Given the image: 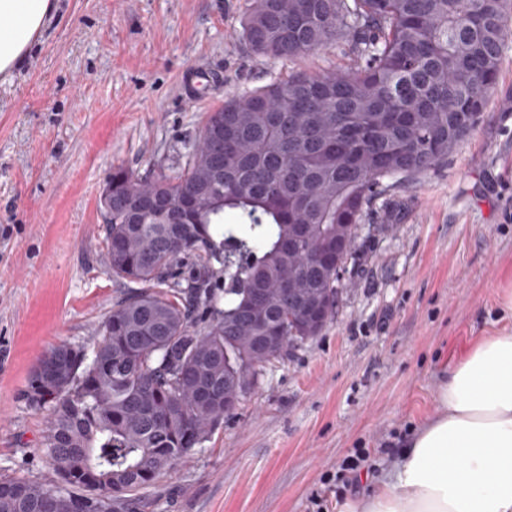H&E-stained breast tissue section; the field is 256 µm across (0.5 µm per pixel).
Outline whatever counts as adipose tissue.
<instances>
[{"mask_svg": "<svg viewBox=\"0 0 512 512\" xmlns=\"http://www.w3.org/2000/svg\"><path fill=\"white\" fill-rule=\"evenodd\" d=\"M54 0H0V74L24 61ZM339 512H512V334L465 349L437 389V413L401 460Z\"/></svg>", "mask_w": 512, "mask_h": 512, "instance_id": "ef3b65f1", "label": "adipose tissue"}]
</instances>
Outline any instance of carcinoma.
<instances>
[{
    "instance_id": "1",
    "label": "carcinoma",
    "mask_w": 512,
    "mask_h": 512,
    "mask_svg": "<svg viewBox=\"0 0 512 512\" xmlns=\"http://www.w3.org/2000/svg\"><path fill=\"white\" fill-rule=\"evenodd\" d=\"M511 34L512 0H252L255 53L346 37L360 64L224 101L173 175L113 168L104 256L128 291L92 348L37 358L58 482L0 478V512H139L267 366L321 334L362 212L474 130Z\"/></svg>"
}]
</instances>
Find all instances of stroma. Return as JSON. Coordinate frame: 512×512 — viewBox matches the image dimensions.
Listing matches in <instances>:
<instances>
[{
  "label": "stroma",
  "mask_w": 512,
  "mask_h": 512,
  "mask_svg": "<svg viewBox=\"0 0 512 512\" xmlns=\"http://www.w3.org/2000/svg\"><path fill=\"white\" fill-rule=\"evenodd\" d=\"M248 4L57 0L0 77V477L53 479L28 378L51 346H92L125 293L98 208L113 167L174 173L227 98L356 64L346 43L296 61L254 53L239 37ZM200 65L224 79L190 103L180 79ZM361 224L335 318L157 479L145 512H338L375 475L340 488L343 460L358 449L391 470L455 358L512 333V37L474 131L394 182Z\"/></svg>",
  "instance_id": "35a3bbf8"
}]
</instances>
